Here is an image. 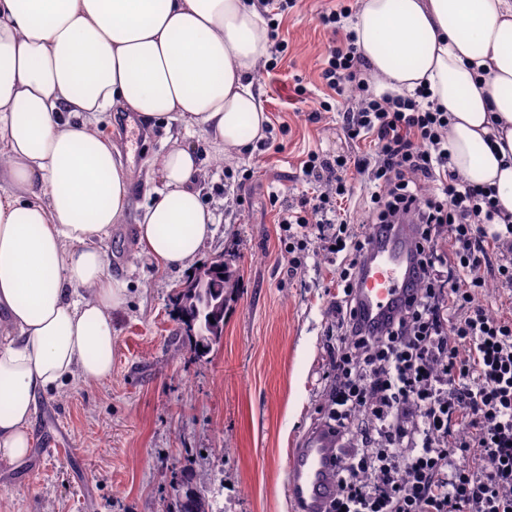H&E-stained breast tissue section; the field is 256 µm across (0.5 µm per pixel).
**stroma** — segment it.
<instances>
[{
  "mask_svg": "<svg viewBox=\"0 0 512 512\" xmlns=\"http://www.w3.org/2000/svg\"><path fill=\"white\" fill-rule=\"evenodd\" d=\"M331 5L295 0L280 17L285 51L259 69L282 152L257 148L220 158L182 127L102 114V132L134 174L126 219L100 243L108 272L129 283L126 304L112 319V374L40 396L35 430L66 433L72 452L50 457L36 442L25 461L0 466V512H175L187 474L209 512H292L289 450L320 422L331 381L326 341L336 266L315 238L305 264L286 276L278 207L307 192L299 163L308 150L368 149L344 138L336 113L308 119L326 98L318 78L325 43L319 16ZM179 143L200 155L197 187L216 218L201 258L224 255L238 278L226 293L224 339L201 357L176 312L189 271L143 261L134 236L157 185L147 161ZM248 168L254 177L242 192L237 184Z\"/></svg>",
  "mask_w": 512,
  "mask_h": 512,
  "instance_id": "obj_1",
  "label": "stroma"
}]
</instances>
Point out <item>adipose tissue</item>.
<instances>
[{
  "instance_id": "obj_1",
  "label": "adipose tissue",
  "mask_w": 512,
  "mask_h": 512,
  "mask_svg": "<svg viewBox=\"0 0 512 512\" xmlns=\"http://www.w3.org/2000/svg\"><path fill=\"white\" fill-rule=\"evenodd\" d=\"M350 28L370 75L447 110L456 172L512 217V0H361ZM268 48L256 0H0V462L29 454L39 394L112 373L128 285L98 243L133 179L100 114L242 152L270 126L255 87ZM149 167L139 254L189 268L214 224L199 157L180 145Z\"/></svg>"
}]
</instances>
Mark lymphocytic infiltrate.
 Returning a JSON list of instances; mask_svg holds the SVG:
<instances>
[{
    "instance_id": "lymphocytic-infiltrate-1",
    "label": "lymphocytic infiltrate",
    "mask_w": 512,
    "mask_h": 512,
    "mask_svg": "<svg viewBox=\"0 0 512 512\" xmlns=\"http://www.w3.org/2000/svg\"><path fill=\"white\" fill-rule=\"evenodd\" d=\"M320 22V78L347 103L342 130L374 144L370 154L308 152L301 172L322 190L278 213L288 271L313 236L341 258L326 345L323 422L343 440L329 512H512V315L479 297L491 282L512 292V221L491 190L456 173L448 113L430 93H374L335 9ZM352 172L372 188L357 226L343 206ZM402 222L417 240L414 292L384 325L364 326L358 267L373 231Z\"/></svg>"
}]
</instances>
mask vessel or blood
Listing matches in <instances>:
<instances>
[{"label": "vessel or blood", "instance_id": "vessel-or-blood-1", "mask_svg": "<svg viewBox=\"0 0 512 512\" xmlns=\"http://www.w3.org/2000/svg\"><path fill=\"white\" fill-rule=\"evenodd\" d=\"M415 256L411 225L395 224L374 236L358 271L356 308L362 321L379 325L409 297V270ZM341 445L334 430L320 425L293 448L288 462V495L296 512H324L337 491L336 457Z\"/></svg>", "mask_w": 512, "mask_h": 512}]
</instances>
